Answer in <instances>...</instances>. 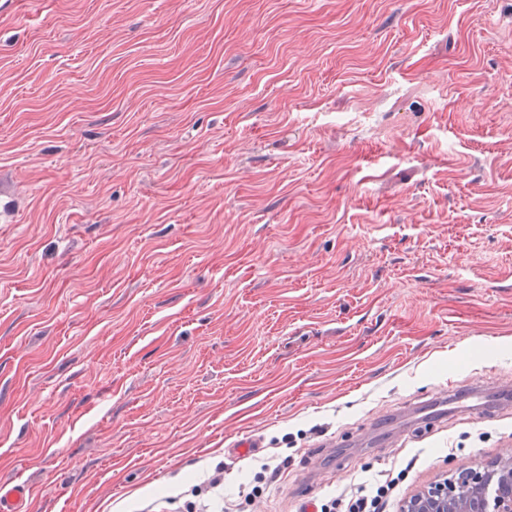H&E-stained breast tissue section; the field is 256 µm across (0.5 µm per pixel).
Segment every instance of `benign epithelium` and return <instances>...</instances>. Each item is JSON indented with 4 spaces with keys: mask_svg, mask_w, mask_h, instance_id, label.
<instances>
[{
    "mask_svg": "<svg viewBox=\"0 0 512 512\" xmlns=\"http://www.w3.org/2000/svg\"><path fill=\"white\" fill-rule=\"evenodd\" d=\"M493 478L480 465L457 471L404 501L399 512H512V475L497 481L490 506L486 492Z\"/></svg>",
    "mask_w": 512,
    "mask_h": 512,
    "instance_id": "1",
    "label": "benign epithelium"
}]
</instances>
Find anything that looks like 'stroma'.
<instances>
[{"label":"stroma","mask_w":512,"mask_h":512,"mask_svg":"<svg viewBox=\"0 0 512 512\" xmlns=\"http://www.w3.org/2000/svg\"><path fill=\"white\" fill-rule=\"evenodd\" d=\"M483 376L512 383V0H0V481L30 512H202L218 468L228 512L402 502L503 464L512 414L375 440ZM396 481L385 479L370 488H360L343 497L325 500L320 512H386L385 508L394 501Z\"/></svg>","instance_id":"35a3bbf8"}]
</instances>
